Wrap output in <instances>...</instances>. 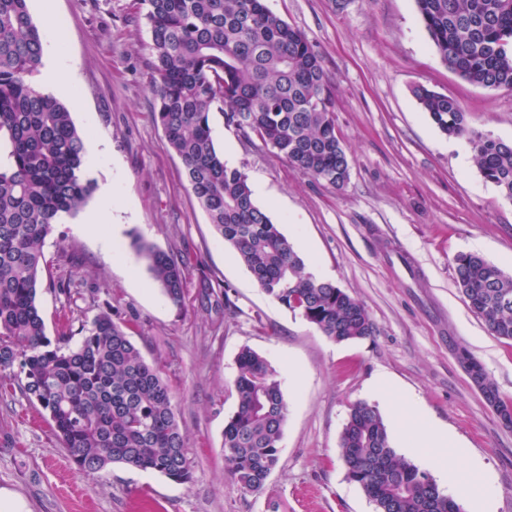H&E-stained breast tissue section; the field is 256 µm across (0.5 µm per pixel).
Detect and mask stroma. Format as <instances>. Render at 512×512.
Returning a JSON list of instances; mask_svg holds the SVG:
<instances>
[{
  "mask_svg": "<svg viewBox=\"0 0 512 512\" xmlns=\"http://www.w3.org/2000/svg\"><path fill=\"white\" fill-rule=\"evenodd\" d=\"M323 60L336 132L350 178L331 186L247 141L210 115L219 152L263 186L255 194L306 269L357 296L375 325L369 338L335 343L271 299L219 239L192 196L181 159L156 122L149 90L151 33L138 0H54L66 31V66L83 104L76 127L102 154L87 209L104 194L119 205L106 223L62 216L47 238L37 300L50 338L103 310L131 325L144 359L174 393L189 438L193 480L115 464L78 469L44 411L19 384L0 390V489L27 512H375L350 482L339 441L352 404L373 402L378 378L392 405L386 426L427 412L479 458L495 512H512V429L504 428L457 358L469 351L512 398V341L493 336L455 284L454 258L475 252L512 273V201L486 182L465 141L443 134L412 94L417 85L457 99L468 123L512 141V93L474 86L440 61L414 0H267ZM187 258L186 300L153 283L134 238ZM69 280L70 294L58 292ZM228 293L232 315L204 291ZM277 371L288 412L266 488L231 484L222 448L235 408L242 348Z\"/></svg>",
  "mask_w": 512,
  "mask_h": 512,
  "instance_id": "35a3bbf8",
  "label": "stroma"
}]
</instances>
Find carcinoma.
Listing matches in <instances>:
<instances>
[{
	"instance_id": "carcinoma-1",
	"label": "carcinoma",
	"mask_w": 512,
	"mask_h": 512,
	"mask_svg": "<svg viewBox=\"0 0 512 512\" xmlns=\"http://www.w3.org/2000/svg\"><path fill=\"white\" fill-rule=\"evenodd\" d=\"M440 60L477 87L512 91V0H415ZM150 27L155 119L184 165L191 193L217 235L259 288L336 342L374 335L365 304L305 272V262L257 205L248 176L224 162L210 114L243 137H257L300 173L335 187L350 160L336 133L321 56L264 0H141ZM43 52L28 0H0V382H21L48 415L71 460L89 474L123 464L192 481L188 438L169 384L133 343L126 323L103 310L78 328L70 347L51 340L37 304L47 265L43 247L62 214L93 192L84 175L87 138L69 106L37 90ZM413 96L444 134L463 138L483 179L512 201V141L470 127L454 98L417 85ZM152 281L184 304L187 262L139 240ZM455 282L490 333L512 341V274L478 253L454 258ZM478 370L495 413L511 412L484 365ZM236 409L224 425V461L243 492H261L279 461L287 403L276 370L249 347L236 358ZM339 448L349 481L375 512H462L451 496L397 454L375 406L356 402Z\"/></svg>"
}]
</instances>
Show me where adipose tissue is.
I'll list each match as a JSON object with an SVG mask.
<instances>
[{
    "label": "adipose tissue",
    "instance_id": "adipose-tissue-1",
    "mask_svg": "<svg viewBox=\"0 0 512 512\" xmlns=\"http://www.w3.org/2000/svg\"><path fill=\"white\" fill-rule=\"evenodd\" d=\"M41 9L45 33L44 51L48 58L40 69V81L56 85L64 96L74 97L73 85L61 79L65 66V33L55 15L52 0H42ZM400 436L407 448L425 456L439 472L449 495L463 504L467 512H490L493 487L486 477L481 476L478 464L467 463L465 471L462 472L449 465L448 449H455L460 457L464 456L465 451L455 448L447 427L423 421L413 426L401 427Z\"/></svg>",
    "mask_w": 512,
    "mask_h": 512
}]
</instances>
